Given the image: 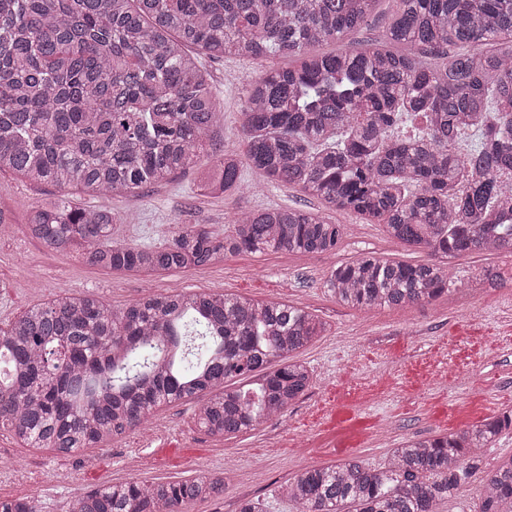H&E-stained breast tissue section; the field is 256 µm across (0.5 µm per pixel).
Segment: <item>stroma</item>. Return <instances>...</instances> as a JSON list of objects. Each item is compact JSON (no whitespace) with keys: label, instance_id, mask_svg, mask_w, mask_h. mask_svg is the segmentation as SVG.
<instances>
[{"label":"stroma","instance_id":"obj_1","mask_svg":"<svg viewBox=\"0 0 512 512\" xmlns=\"http://www.w3.org/2000/svg\"><path fill=\"white\" fill-rule=\"evenodd\" d=\"M285 64L279 57L262 63L234 56L205 59L220 110L211 131L215 149L240 148L249 81ZM209 166L203 157L141 193L85 194L81 201L120 216L112 237L133 246L163 245L179 223L203 224L220 236L244 211L322 208L316 198L267 181L246 164L241 167V191L225 197L198 195L197 180ZM57 194L53 185L0 173V211L11 218L0 228V327L28 307L65 294H92L122 307L177 289L288 302L317 315L327 332L299 355L313 372L306 393L282 416L232 439L200 431L195 402L164 407L151 419L154 428L179 445L169 456L141 432L59 456L24 447L1 431L0 499L35 494L43 512H69L77 495L101 485L220 474L223 495L191 503L184 512H238L245 499L260 501L265 512H291L278 488L308 468L354 458L378 466L402 439L455 432L512 408V253L477 252L449 259L447 295L421 306L364 311L343 305L328 291L331 267L364 253L419 264L429 262L430 253L390 238L382 225L336 211L330 220L343 233L331 256L229 253L187 271H112L87 263L74 250L46 249L28 234L27 208ZM511 454L509 434L487 450L480 475L467 480L442 505V512H473L483 474Z\"/></svg>","mask_w":512,"mask_h":512}]
</instances>
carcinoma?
Returning <instances> with one entry per match:
<instances>
[{"instance_id": "1", "label": "carcinoma", "mask_w": 512, "mask_h": 512, "mask_svg": "<svg viewBox=\"0 0 512 512\" xmlns=\"http://www.w3.org/2000/svg\"><path fill=\"white\" fill-rule=\"evenodd\" d=\"M379 0H0V173L91 195L170 180L211 146L217 122L200 55L286 58L248 83L242 152L212 154L202 195L241 187L242 162L434 256L512 253V0H395L384 35L349 36ZM339 43L333 52H314ZM112 211L62 194L29 209L48 250L145 274L228 252L331 255L342 228L294 207L243 212L219 237L179 224L161 246L112 240ZM336 300L414 307L448 292L441 261L363 254L331 269ZM326 332L279 301L174 290L124 307L68 294L0 328V430L69 455L203 399L196 424L228 439L281 415L311 386L295 355ZM239 378L230 387L227 380ZM512 433V410L448 436L406 438L379 467H314L279 489L294 512H440ZM224 477L126 481L71 512H183ZM0 512H41L0 500ZM478 512H512V457L486 475Z\"/></svg>"}]
</instances>
